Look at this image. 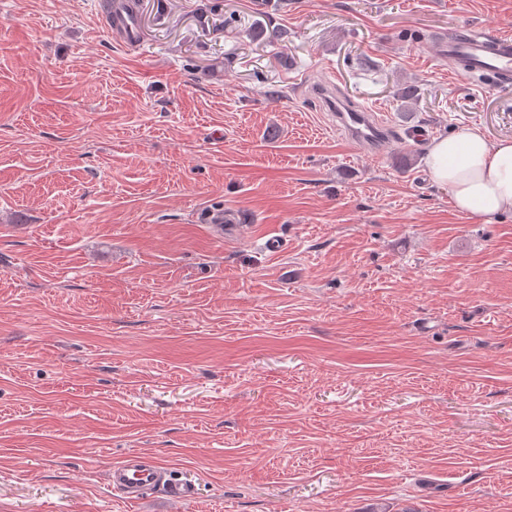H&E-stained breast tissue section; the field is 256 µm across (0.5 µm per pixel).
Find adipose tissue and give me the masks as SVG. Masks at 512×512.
Segmentation results:
<instances>
[{"mask_svg": "<svg viewBox=\"0 0 512 512\" xmlns=\"http://www.w3.org/2000/svg\"><path fill=\"white\" fill-rule=\"evenodd\" d=\"M431 178L448 187L458 211L512 213V138L489 142L477 129L433 138L426 154Z\"/></svg>", "mask_w": 512, "mask_h": 512, "instance_id": "ef3b65f1", "label": "adipose tissue"}]
</instances>
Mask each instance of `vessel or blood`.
I'll return each mask as SVG.
<instances>
[{"label":"vessel or blood","instance_id":"1","mask_svg":"<svg viewBox=\"0 0 512 512\" xmlns=\"http://www.w3.org/2000/svg\"><path fill=\"white\" fill-rule=\"evenodd\" d=\"M136 17V11L129 8L127 0H114L109 28L116 37L131 46L143 40ZM440 55L449 60L451 71L457 75L486 79L496 86L512 84L510 36L467 32L453 39H444L440 44ZM337 119L348 138L361 146L374 150L385 140V130L372 122L367 112H341ZM108 483L126 500L137 501L146 494L169 490L171 478L167 467L147 456L131 453L113 464L108 472Z\"/></svg>","mask_w":512,"mask_h":512}]
</instances>
